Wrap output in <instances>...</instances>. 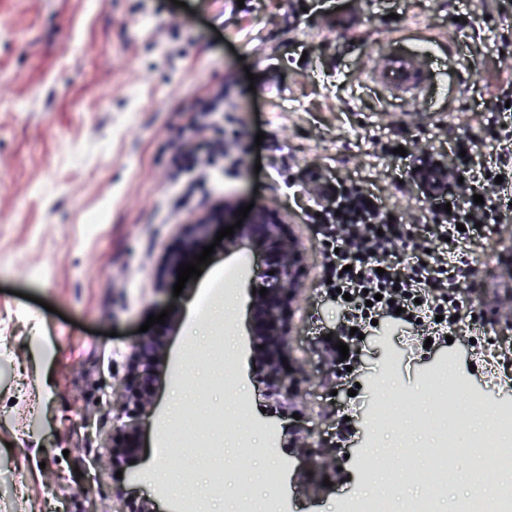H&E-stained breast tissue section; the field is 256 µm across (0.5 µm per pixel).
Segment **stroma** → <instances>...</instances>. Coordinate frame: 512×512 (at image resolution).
<instances>
[{
    "label": "stroma",
    "mask_w": 512,
    "mask_h": 512,
    "mask_svg": "<svg viewBox=\"0 0 512 512\" xmlns=\"http://www.w3.org/2000/svg\"><path fill=\"white\" fill-rule=\"evenodd\" d=\"M508 26L512 10L499 0H0V512H129L151 501L168 512L184 489L157 499L149 466L159 459L190 472L203 512H233L241 492L267 494L261 459L241 460L243 443L262 448L271 438L288 464L286 512H338L364 479V451L399 467L417 448L421 468L433 463L427 397L441 384L439 368L451 366L491 406L512 405V365L500 360L512 356V319L496 311L512 290L501 272L512 258V222L449 249L467 311L451 342L419 348L422 328L381 314L350 343L351 371L330 384L302 382L290 412L268 396L251 360L245 270L255 257L246 240L236 233L232 248L216 246L182 294L160 276L191 224L208 220L215 235L225 205L276 209L303 255L291 358L311 369L321 347L341 341L348 316L323 283L327 191L358 188L397 215L408 239L394 262L429 246L434 204L412 178L413 155L389 148L405 141L444 161L458 141L479 135L485 145L470 166H485L498 145L490 103L512 78V53L494 46ZM426 43L439 72L419 97L367 81L384 50ZM217 85L239 139L206 202L172 214L169 141ZM229 275L234 290L217 294ZM228 305L236 341L221 350L214 337ZM164 310L165 323L148 324ZM146 336L167 345L154 387L159 415L135 467L118 471L107 463L116 424L109 401ZM227 350L250 413L229 416L218 475L207 464L211 449L173 448L166 436L184 411L228 406L219 379ZM394 388L417 394V419L374 422V403ZM86 414L88 436L78 427ZM296 422L335 449L337 471L305 470L289 446ZM81 471L95 472L90 489Z\"/></svg>",
    "instance_id": "obj_1"
}]
</instances>
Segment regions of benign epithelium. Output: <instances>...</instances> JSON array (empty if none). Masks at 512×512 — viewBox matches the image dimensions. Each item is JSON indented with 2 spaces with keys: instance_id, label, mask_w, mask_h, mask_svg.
<instances>
[{
  "instance_id": "1",
  "label": "benign epithelium",
  "mask_w": 512,
  "mask_h": 512,
  "mask_svg": "<svg viewBox=\"0 0 512 512\" xmlns=\"http://www.w3.org/2000/svg\"><path fill=\"white\" fill-rule=\"evenodd\" d=\"M204 224L194 225V230L180 246L166 256L160 274L165 276L178 271V267L194 259L203 246ZM242 236L251 248L264 258V263L251 267L248 272L253 306V359L265 371L269 396L280 406H290L296 399L298 370H286L283 361L290 360L288 336L289 317L295 293L302 274L298 242L286 233L285 225L271 211L257 210L252 222L242 225ZM275 274H270V271ZM266 288V295L258 290ZM163 356L160 343L152 339L137 347L135 364L123 380V391L118 403L122 425L112 437V466L118 467L129 456L142 448V440L151 419L156 416L155 400L145 389L155 360ZM303 450L302 460L316 472H327L334 458L326 448H315L308 442L310 435L301 430L293 431Z\"/></svg>"
}]
</instances>
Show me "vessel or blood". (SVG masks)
Returning a JSON list of instances; mask_svg holds the SVG:
<instances>
[{
    "label": "vessel or blood",
    "mask_w": 512,
    "mask_h": 512,
    "mask_svg": "<svg viewBox=\"0 0 512 512\" xmlns=\"http://www.w3.org/2000/svg\"><path fill=\"white\" fill-rule=\"evenodd\" d=\"M438 58L434 49L421 47L412 52H392L380 65L370 69L368 78L389 93L411 98L432 81Z\"/></svg>",
    "instance_id": "vessel-or-blood-1"
}]
</instances>
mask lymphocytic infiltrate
I'll return each mask as SVG.
<instances>
[{
    "instance_id": "f902f5d3",
    "label": "lymphocytic infiltrate",
    "mask_w": 512,
    "mask_h": 512,
    "mask_svg": "<svg viewBox=\"0 0 512 512\" xmlns=\"http://www.w3.org/2000/svg\"><path fill=\"white\" fill-rule=\"evenodd\" d=\"M480 145L477 139L464 143V155H453L447 168L428 163L416 171L425 196L437 205H450V212L440 215L438 235L455 243L470 240L477 224L498 223L502 210L512 206L503 200L500 190H486L481 183L461 185L447 178L446 169H459L465 154L477 152ZM478 195L483 196V204L475 203ZM327 221L332 245L327 271L332 288L351 296V326H361L378 311L399 307L412 320H431V333L440 338L457 325L463 300L457 277L447 262L437 257L431 263L417 261L402 270L387 263V256L402 238L388 210L370 203L362 192H342Z\"/></svg>"
}]
</instances>
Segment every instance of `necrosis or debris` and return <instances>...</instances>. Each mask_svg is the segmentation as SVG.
<instances>
[{
    "mask_svg": "<svg viewBox=\"0 0 512 512\" xmlns=\"http://www.w3.org/2000/svg\"><path fill=\"white\" fill-rule=\"evenodd\" d=\"M454 390L459 397V402L455 405L449 404L446 392L438 391L433 394L434 422L439 444L444 449L454 446L461 428L473 429L474 435L464 448V454L470 459L471 466L460 474L449 470L447 459L436 458L427 477L432 488L431 495L409 501L406 512H435V493L440 492L448 483L460 479L471 485L472 492L459 502L458 512H512V485L504 484L492 492L484 484L486 465H493L503 473L512 472V440L475 431L476 426L501 417L502 412L489 407L483 396L466 386L458 384Z\"/></svg>",
    "mask_w": 512,
    "mask_h": 512,
    "instance_id": "obj_1",
    "label": "necrosis or debris"
}]
</instances>
